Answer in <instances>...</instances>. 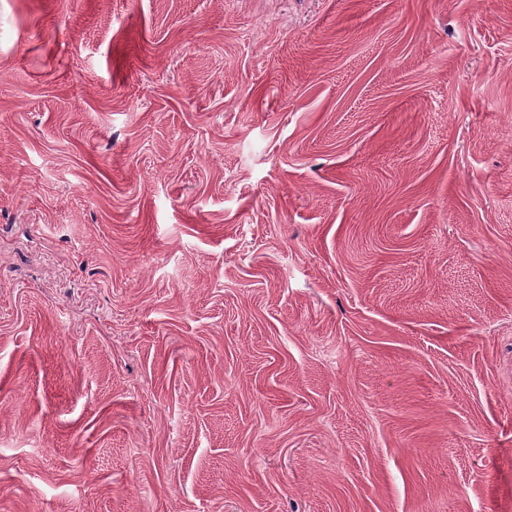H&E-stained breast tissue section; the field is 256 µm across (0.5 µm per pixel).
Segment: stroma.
Masks as SVG:
<instances>
[{
    "label": "stroma",
    "instance_id": "1",
    "mask_svg": "<svg viewBox=\"0 0 512 512\" xmlns=\"http://www.w3.org/2000/svg\"><path fill=\"white\" fill-rule=\"evenodd\" d=\"M0 512H512V0H0Z\"/></svg>",
    "mask_w": 512,
    "mask_h": 512
}]
</instances>
